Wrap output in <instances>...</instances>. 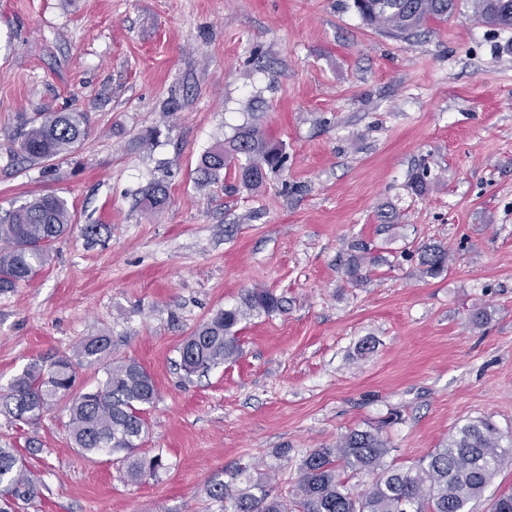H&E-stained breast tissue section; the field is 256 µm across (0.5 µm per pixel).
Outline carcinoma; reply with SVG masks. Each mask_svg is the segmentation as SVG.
I'll return each instance as SVG.
<instances>
[{"instance_id":"1","label":"carcinoma","mask_w":512,"mask_h":512,"mask_svg":"<svg viewBox=\"0 0 512 512\" xmlns=\"http://www.w3.org/2000/svg\"><path fill=\"white\" fill-rule=\"evenodd\" d=\"M456 0H354L362 18L386 33L409 37L432 20L446 17ZM482 22L512 29V0H470ZM88 113L39 112L23 122V158L40 163L65 157L86 133ZM282 146L257 126H244L223 144L205 153L198 166L204 180L233 174L257 187L267 172L283 168ZM148 207L159 209L166 191L151 185L144 192ZM73 215L66 199L46 194L34 197L0 217V291L29 281L48 264L53 244L71 229ZM370 248L350 245L346 273L363 279ZM422 273L436 276L448 267V249L426 245L420 254ZM282 300L264 288L248 292L243 304L216 313L180 347V368L186 375L204 374L235 360L240 354L236 327L253 313L272 314ZM111 340L94 336L83 343L78 356L102 360L110 356ZM77 373L72 359L57 356L28 363L0 396V414L28 424L39 420L54 402L73 392ZM157 395L153 377L134 360L106 367L104 383L80 393L69 407L68 431L73 447L86 454L105 451L117 456L126 478L138 482L166 469L161 453L146 456L140 446L147 428L146 413ZM497 427L486 419L460 426L448 444L408 468L384 463L391 445L382 428L354 429L336 445L312 450L299 465V479L291 497L272 493L269 482L248 481L234 491L217 482L210 495L224 503V512H466L468 502L482 494L501 467L512 461V448L501 445ZM373 477L368 491L356 496L342 474ZM40 494L18 449L0 446V512H11L10 501L31 500Z\"/></svg>"}]
</instances>
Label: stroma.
Masks as SVG:
<instances>
[{"instance_id": "obj_1", "label": "stroma", "mask_w": 512, "mask_h": 512, "mask_svg": "<svg viewBox=\"0 0 512 512\" xmlns=\"http://www.w3.org/2000/svg\"><path fill=\"white\" fill-rule=\"evenodd\" d=\"M74 109L90 126L71 155L22 160L23 118ZM250 124L284 169L202 181V155ZM50 193L73 224L0 293V393L31 359L110 336L156 382L142 450L168 468L127 483L109 453L72 448L62 403L28 426L0 415L40 483L14 512H224L207 488L241 469L286 497L302 457L369 426L404 468L472 420L512 443V29L469 0L409 38L354 0H0V215ZM355 241L374 257L360 282ZM428 244L452 253L434 278ZM255 288L282 311L240 323L234 362L185 376L183 341ZM350 255L346 264V273L354 281L363 279L364 269L374 261L368 260L370 248L362 242L352 243L350 246Z\"/></svg>"}]
</instances>
